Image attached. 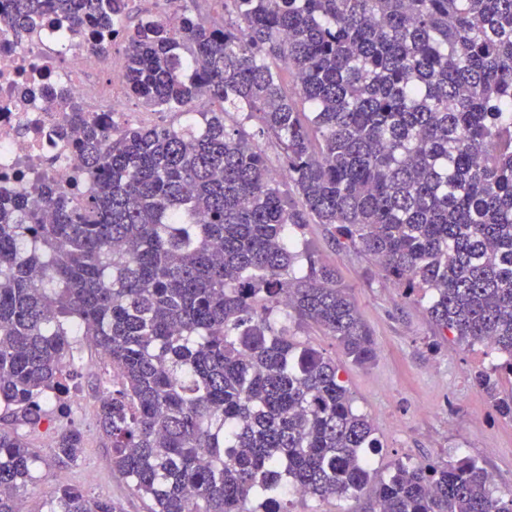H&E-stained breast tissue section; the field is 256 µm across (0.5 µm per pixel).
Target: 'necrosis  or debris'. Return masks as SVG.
<instances>
[{
  "label": "necrosis or debris",
  "instance_id": "1",
  "mask_svg": "<svg viewBox=\"0 0 512 512\" xmlns=\"http://www.w3.org/2000/svg\"><path fill=\"white\" fill-rule=\"evenodd\" d=\"M68 21L44 14L33 32L0 41V198L19 191L39 196L45 185L82 206L93 189L71 137L51 138L68 121V103L100 120H132L111 49H100L93 29L63 44Z\"/></svg>",
  "mask_w": 512,
  "mask_h": 512
}]
</instances>
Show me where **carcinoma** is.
Instances as JSON below:
<instances>
[{"label":"carcinoma","mask_w":512,"mask_h":512,"mask_svg":"<svg viewBox=\"0 0 512 512\" xmlns=\"http://www.w3.org/2000/svg\"><path fill=\"white\" fill-rule=\"evenodd\" d=\"M186 2L133 26L125 0H14L4 19L118 35L127 96L198 120L120 127L72 104L84 208L50 186L0 203V512H23L36 456L19 430L49 396L66 408L77 334L117 370L99 427L151 512H290V486L372 512H512L470 458L373 480L382 444L339 365L282 325L320 327L356 367L377 358L336 270L296 248L327 224L430 296L442 333L500 354L474 383L512 418V0H220L222 28ZM203 99L216 109L195 112ZM234 114L278 142L300 206ZM82 442L58 430L54 463ZM47 512L120 510L64 485Z\"/></svg>","instance_id":"cac0c4a2"}]
</instances>
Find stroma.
Returning a JSON list of instances; mask_svg holds the SVG:
<instances>
[{
    "instance_id": "1",
    "label": "stroma",
    "mask_w": 512,
    "mask_h": 512,
    "mask_svg": "<svg viewBox=\"0 0 512 512\" xmlns=\"http://www.w3.org/2000/svg\"><path fill=\"white\" fill-rule=\"evenodd\" d=\"M297 241L335 269L375 338V363L357 368L316 325H288L290 334L341 366L356 409L369 417L382 443L373 457L377 475L388 476L401 460L445 463L469 457L493 475L497 487H511L512 419L501 416L472 381L476 371L493 367L494 358H481L478 347L443 335L424 302L405 298L375 261L338 244L326 225L308 224ZM70 370L69 419L84 433L83 452L74 466L58 471L51 464L46 426L27 430L40 462L25 494L26 512H45L58 493L60 473L68 485L112 498L121 512H147V501L133 495L127 478L113 469L108 440L98 427L101 398L112 388L111 365L81 342Z\"/></svg>"
}]
</instances>
